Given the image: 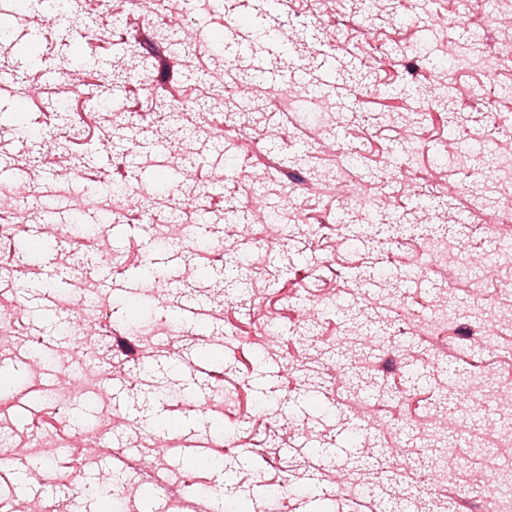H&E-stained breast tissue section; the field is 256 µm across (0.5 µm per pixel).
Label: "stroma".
Instances as JSON below:
<instances>
[{
    "label": "stroma",
    "instance_id": "1",
    "mask_svg": "<svg viewBox=\"0 0 512 512\" xmlns=\"http://www.w3.org/2000/svg\"><path fill=\"white\" fill-rule=\"evenodd\" d=\"M66 8L0 0V33L42 35L0 47V190L15 195L0 208V311L18 314L0 338V450H48L27 488L0 485V512H113L81 491L102 472L127 512L150 489L169 512L218 491L224 512H400L408 498L486 512L483 463L467 481L430 476L442 454L467 458L468 435L430 431L463 413L454 381L512 372V331L480 334L512 262L485 282L405 271L437 243L495 247L490 216L512 199L467 157H512V97H496L512 86V15L483 0H283L274 20L264 0ZM175 41L189 49L159 74ZM474 45L496 80L477 68L433 90L449 51ZM341 167L339 195L323 179ZM117 184L137 200L119 215ZM86 225L100 240H77ZM105 275L136 282L139 302L99 288ZM186 294L204 335L163 312ZM449 295L451 331L423 332ZM79 319L98 328L83 345ZM197 349L192 375L179 360ZM324 449L333 463L313 468Z\"/></svg>",
    "mask_w": 512,
    "mask_h": 512
}]
</instances>
